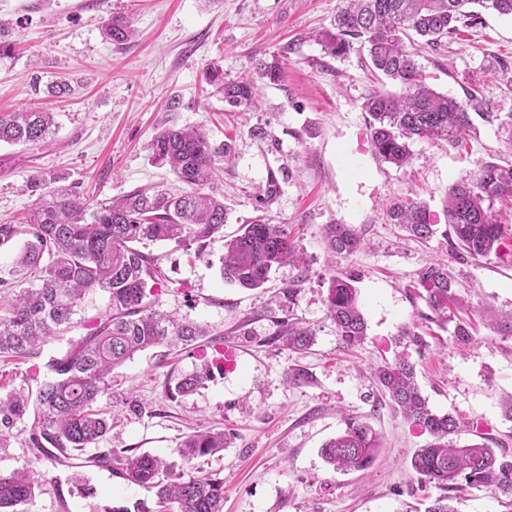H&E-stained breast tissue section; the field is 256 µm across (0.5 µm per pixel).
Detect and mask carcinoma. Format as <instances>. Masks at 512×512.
Returning <instances> with one entry per match:
<instances>
[{"mask_svg": "<svg viewBox=\"0 0 512 512\" xmlns=\"http://www.w3.org/2000/svg\"><path fill=\"white\" fill-rule=\"evenodd\" d=\"M512 17V0H342L331 27L319 33L323 53L337 58L347 55L354 44L367 51V66L396 87L394 92L372 89L363 97L374 155L397 168L413 159L412 146L419 141L444 140L455 143L472 128L471 114L498 122L512 130V112L506 115L469 92L466 100L439 93L425 82L424 68L416 46L434 51L458 33V24L480 23L476 8ZM104 35L122 46L134 36L123 15H112L104 24ZM17 41L12 26L0 20V60L15 57ZM258 77L279 82L277 58L256 64ZM217 86L224 103L233 108L255 104L258 87L250 78L226 80L219 70L206 74ZM46 88L64 94L63 80L32 79V91ZM55 118L50 112L23 110L0 113V143L36 144L52 134ZM152 160L169 167L185 186L179 194L164 190L135 189L103 201L89 202L66 177L35 170L27 189L38 194V203L25 217L24 230L0 224V244L22 232L28 236L16 262L0 276V286L20 289L15 299L0 309V356L27 359L37 347L64 329L80 324L77 315L87 292L107 293L105 314L84 325L86 333L62 355L49 362V376L40 384L35 400L20 394L0 398V447L14 437L16 424L29 412L34 423L28 447L45 454L54 448L68 459L91 444L101 442L111 427L110 418L96 408L98 398L110 389V374L136 352L169 343L187 345L206 335L203 328L159 312L154 289L163 285L164 272L158 259L137 248L144 242L173 241L186 248L203 246L226 224L224 200L204 193L213 181L217 163L231 155V145L212 143L201 128H165L149 144ZM512 201V161H489L478 170L461 176L448 187L446 213L456 246L467 257L498 256L502 227L494 204ZM390 224L401 225L409 235L428 240L436 233L424 204L415 200L391 203L386 210ZM332 256L347 255L362 247L364 239L347 224H327L322 229ZM301 262L294 243L279 224L260 215L240 225L238 234L224 242L221 273L225 281L242 288H259L272 269L285 262ZM429 313L427 322L443 327L453 324V341L467 346L475 341L469 325L456 311L462 306L457 282L448 265L431 263L417 274ZM327 305L336 333L348 345L366 336V321L358 291L345 273L331 278ZM271 341L292 352L313 345L316 330L300 321H274ZM208 368L184 377L180 393L194 390L208 378ZM373 378L389 397L392 408L406 421L428 434L432 441L418 449L411 468L419 486L434 484L446 490L464 480L472 487H486L502 496H512V450L504 443L492 448L485 442L460 446L454 436L466 422L450 414L434 412L416 382L415 366L406 358L373 366ZM222 431H196L178 446L179 455L190 461L224 449ZM380 448L377 433L357 417L345 419V428L321 448L324 459L336 470L366 471ZM95 466L120 468L125 479L155 490L151 509L139 502L135 510L114 507L112 512H224V480L199 471L186 473L148 453L128 450L97 456ZM38 477L23 471L0 472V512H28L33 503Z\"/></svg>", "mask_w": 512, "mask_h": 512, "instance_id": "cac0c4a2", "label": "carcinoma"}]
</instances>
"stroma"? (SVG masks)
Here are the masks:
<instances>
[{"mask_svg":"<svg viewBox=\"0 0 512 512\" xmlns=\"http://www.w3.org/2000/svg\"><path fill=\"white\" fill-rule=\"evenodd\" d=\"M339 0H0V17L19 22L22 50L0 61V113L37 103L54 112L56 133L28 147L0 144V224L20 223L37 203L26 188L36 168L63 173L89 199L104 200L139 189H183L168 167L152 162L148 145L162 127L200 126L232 155L218 185L228 220L204 249L169 241L142 244L166 275L155 297L159 310L208 327L191 345H156L112 373V389L99 401L112 414L102 442L78 460L58 461L25 444L32 418L0 448V471L39 475L31 512H105L109 507L152 503L153 491L131 484L92 459L102 451L133 448L165 458L176 468L203 471L224 481V512H424L440 489L417 488L410 460L428 437L396 413L370 377L381 361L409 357L417 383L437 413L470 423L457 436L466 445L484 436L512 448V423L501 402L512 394V336L501 334L512 311V207H496L503 227L500 258H456L450 239L419 242L387 223L389 201L422 200L433 223L447 222L444 198L451 184L481 164L512 154V136L474 119L460 144L418 142L404 169L379 162L371 147L364 95L378 82L363 54L323 55L316 31L330 25ZM129 19L136 34L116 47L103 35L110 14ZM279 56L282 79L260 84L257 105L228 113L205 81L210 67L235 79L254 74L259 60ZM430 85L457 99L478 89L496 111L512 112V83L498 64L512 66V18L484 12L483 23L443 50H421ZM65 77L62 97H33L34 72ZM176 111H166L169 99ZM276 179L268 206L286 225L303 266L275 267L263 287L249 290L224 281V240L256 215L257 191ZM353 225L363 249L330 259L321 237L327 224ZM448 263L458 291L472 307L466 319L476 341L456 347L450 329L433 328L429 347L416 353L401 332L420 322L426 307L415 293L418 271ZM351 275L367 323L363 343L346 346L337 336L327 293L333 271ZM295 285V305L280 291ZM292 315L315 326L305 353L269 343L275 319ZM73 328L46 343L36 357L0 361V397L35 396L47 364L79 339ZM237 352L223 367L218 350ZM209 367L195 392L178 394L185 375ZM306 369L311 383L293 386L288 373ZM356 416L376 430L382 446L363 472L334 470L321 446ZM221 429L224 450L192 461L176 448L198 430Z\"/></svg>","mask_w":512,"mask_h":512,"instance_id":"obj_1","label":"stroma"}]
</instances>
